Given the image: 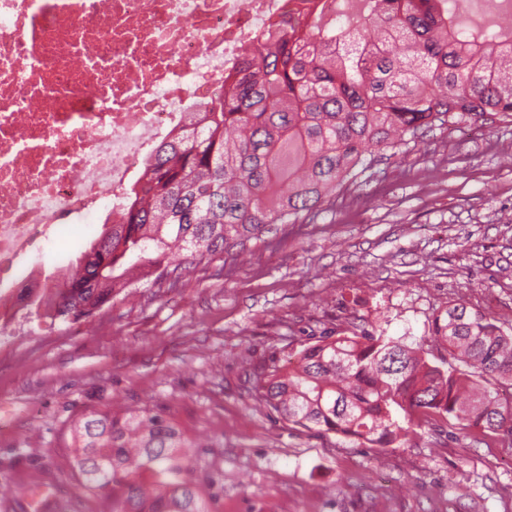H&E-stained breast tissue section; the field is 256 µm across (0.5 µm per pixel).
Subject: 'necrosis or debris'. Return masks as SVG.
I'll use <instances>...</instances> for the list:
<instances>
[{
  "label": "necrosis or debris",
  "instance_id": "necrosis-or-debris-1",
  "mask_svg": "<svg viewBox=\"0 0 512 512\" xmlns=\"http://www.w3.org/2000/svg\"><path fill=\"white\" fill-rule=\"evenodd\" d=\"M304 0H0V323L16 267L125 191Z\"/></svg>",
  "mask_w": 512,
  "mask_h": 512
}]
</instances>
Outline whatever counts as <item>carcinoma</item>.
Wrapping results in <instances>:
<instances>
[{
    "label": "carcinoma",
    "instance_id": "1",
    "mask_svg": "<svg viewBox=\"0 0 512 512\" xmlns=\"http://www.w3.org/2000/svg\"><path fill=\"white\" fill-rule=\"evenodd\" d=\"M354 11H309L250 48L224 93L162 142L116 222L72 262L65 287L28 294L55 319L85 318L138 268L181 252L188 265L295 224L375 154L436 124L512 117V36L463 24L449 0H349ZM448 368L372 332L322 337L274 367L259 398L281 418L373 448L402 445L440 418L466 438L512 439V333L462 303L434 319ZM71 468L103 512H212L162 410L81 415Z\"/></svg>",
    "mask_w": 512,
    "mask_h": 512
}]
</instances>
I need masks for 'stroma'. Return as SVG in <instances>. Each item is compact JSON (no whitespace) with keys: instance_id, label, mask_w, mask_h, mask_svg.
<instances>
[{"instance_id":"1","label":"stroma","mask_w":512,"mask_h":512,"mask_svg":"<svg viewBox=\"0 0 512 512\" xmlns=\"http://www.w3.org/2000/svg\"><path fill=\"white\" fill-rule=\"evenodd\" d=\"M73 224L30 257L53 280L104 230ZM462 303L512 327V120L436 126L318 213L248 241L236 258L143 279L90 317L20 312L0 332V487L39 479L52 512H95L63 471L69 424L155 408L195 444L213 512H512V443L445 421L373 448L296 426L259 400L272 366L358 327L446 359L433 321Z\"/></svg>"}]
</instances>
